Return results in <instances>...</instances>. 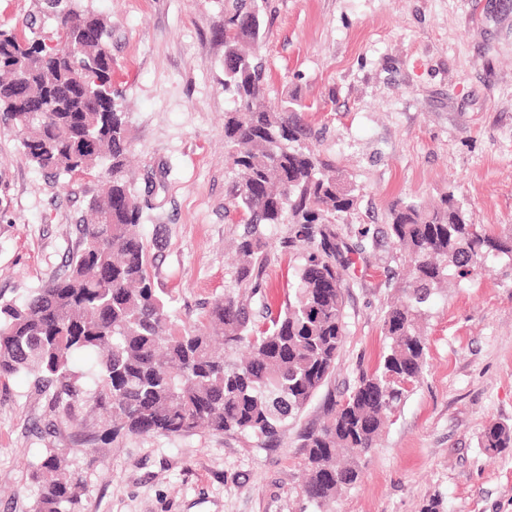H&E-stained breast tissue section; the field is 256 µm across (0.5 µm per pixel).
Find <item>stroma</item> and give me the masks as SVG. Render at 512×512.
<instances>
[{
    "label": "stroma",
    "mask_w": 512,
    "mask_h": 512,
    "mask_svg": "<svg viewBox=\"0 0 512 512\" xmlns=\"http://www.w3.org/2000/svg\"><path fill=\"white\" fill-rule=\"evenodd\" d=\"M224 0H92L112 21L113 83L129 114V176L157 288L180 323L237 288L225 212L235 175L224 148ZM269 98L295 96L311 144L359 193L336 227L345 268V336L336 369L277 441L233 433L111 435L92 395L69 409L16 374L0 379V512H30L28 466L65 453L86 485L84 512H312L300 491L301 434L371 371L384 313L405 281L388 235L399 198L454 192L487 232H512V0H265ZM102 188L52 178L22 154L0 114V299L62 274L79 222ZM375 240L360 241L361 229ZM274 242L265 292L282 304L299 251ZM419 383L362 458L335 512H512V448L489 457L488 423L512 424V270L451 283L423 318Z\"/></svg>",
    "instance_id": "obj_1"
}]
</instances>
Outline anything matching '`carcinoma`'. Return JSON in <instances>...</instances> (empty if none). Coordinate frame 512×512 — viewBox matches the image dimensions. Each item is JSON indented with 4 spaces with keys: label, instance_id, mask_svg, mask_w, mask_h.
<instances>
[{
    "label": "carcinoma",
    "instance_id": "obj_1",
    "mask_svg": "<svg viewBox=\"0 0 512 512\" xmlns=\"http://www.w3.org/2000/svg\"><path fill=\"white\" fill-rule=\"evenodd\" d=\"M264 0H224V143L241 176L232 207L245 230L236 242L240 292L216 299L208 324L177 321L172 299L155 288L139 230L141 208L127 169L129 113L112 73V25L81 0H45L55 25L46 43L38 18L24 34L0 31V112L12 122L26 160L58 178L105 169L106 188L89 200L94 221L80 228L82 248L65 274L20 303H0V378L24 372L53 389L58 406L94 385L112 432L182 436L200 428L275 440L331 376L345 336L344 269L336 264V225L358 194L334 164L309 145L298 98L271 105L266 66L248 48L266 34ZM388 235L408 258L404 299L383 318L378 365L333 402L324 423L301 436L302 494L316 508L360 478V459L387 418L419 382L426 340L423 306L454 272L465 278L489 262L512 269V233L493 236L470 221L448 192L439 203L400 199ZM288 225L282 241L306 246L280 308L265 302L262 320L247 306L263 295L272 245L261 226ZM248 349L244 360L230 356ZM86 355L88 373L75 370ZM491 455L512 447V426L493 422L480 437ZM31 512H81L85 495L64 453L48 448L30 473Z\"/></svg>",
    "mask_w": 512,
    "mask_h": 512
}]
</instances>
